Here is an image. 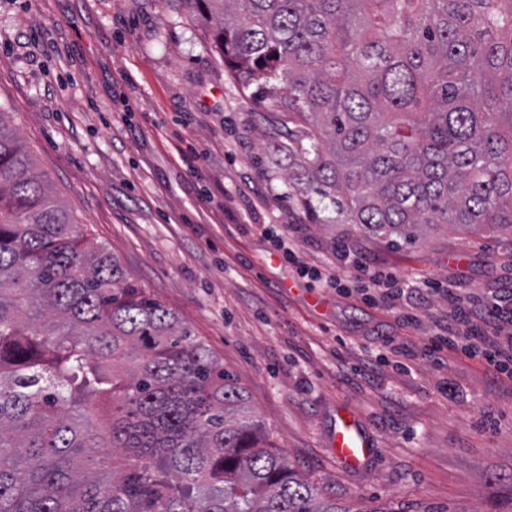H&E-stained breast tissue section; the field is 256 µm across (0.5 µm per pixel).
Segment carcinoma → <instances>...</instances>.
<instances>
[{"label":"carcinoma","mask_w":512,"mask_h":512,"mask_svg":"<svg viewBox=\"0 0 512 512\" xmlns=\"http://www.w3.org/2000/svg\"><path fill=\"white\" fill-rule=\"evenodd\" d=\"M288 113L314 224L512 232V0H168ZM0 111V512H351L88 245Z\"/></svg>","instance_id":"carcinoma-1"}]
</instances>
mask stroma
Returning a JSON list of instances; mask_svg holds the SVG:
<instances>
[{"instance_id":"obj_1","label":"stroma","mask_w":512,"mask_h":512,"mask_svg":"<svg viewBox=\"0 0 512 512\" xmlns=\"http://www.w3.org/2000/svg\"><path fill=\"white\" fill-rule=\"evenodd\" d=\"M0 109L80 231L221 360L300 478L355 512H512V378L430 349L444 287L512 290V235L443 226L395 248L310 223L288 199L287 116L169 0H0ZM340 239L403 295L384 300ZM384 336L413 356L362 373ZM345 407L372 444L354 468L332 448Z\"/></svg>"}]
</instances>
